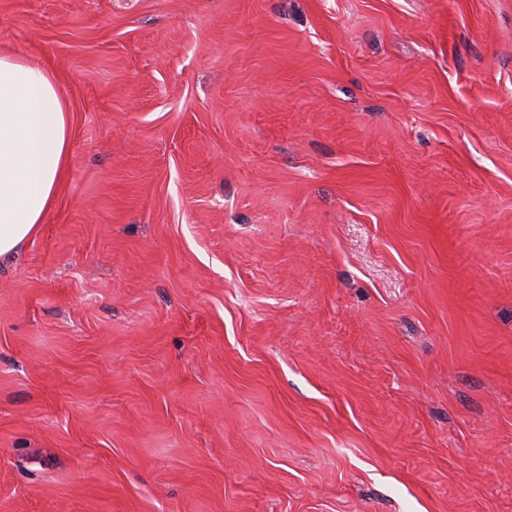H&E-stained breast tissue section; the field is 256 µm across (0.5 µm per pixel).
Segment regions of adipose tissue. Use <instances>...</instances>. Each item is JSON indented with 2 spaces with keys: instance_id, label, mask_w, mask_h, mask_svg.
<instances>
[{
  "instance_id": "obj_1",
  "label": "adipose tissue",
  "mask_w": 512,
  "mask_h": 512,
  "mask_svg": "<svg viewBox=\"0 0 512 512\" xmlns=\"http://www.w3.org/2000/svg\"><path fill=\"white\" fill-rule=\"evenodd\" d=\"M69 135L54 75L0 55V259L39 233L68 163Z\"/></svg>"
}]
</instances>
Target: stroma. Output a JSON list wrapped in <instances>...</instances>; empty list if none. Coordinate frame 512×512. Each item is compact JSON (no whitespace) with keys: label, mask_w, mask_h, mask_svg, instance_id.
<instances>
[{"label":"stroma","mask_w":512,"mask_h":512,"mask_svg":"<svg viewBox=\"0 0 512 512\" xmlns=\"http://www.w3.org/2000/svg\"><path fill=\"white\" fill-rule=\"evenodd\" d=\"M69 166L0 261V512H512V0H0Z\"/></svg>","instance_id":"35a3bbf8"}]
</instances>
